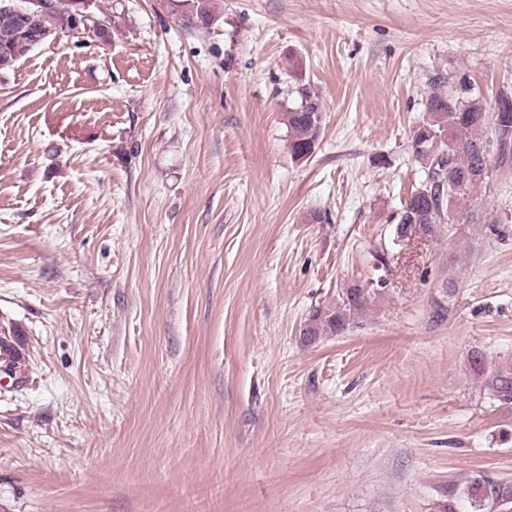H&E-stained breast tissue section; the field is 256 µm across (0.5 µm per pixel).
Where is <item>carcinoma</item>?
I'll list each match as a JSON object with an SVG mask.
<instances>
[{"mask_svg":"<svg viewBox=\"0 0 512 512\" xmlns=\"http://www.w3.org/2000/svg\"><path fill=\"white\" fill-rule=\"evenodd\" d=\"M178 17L187 22H216L211 0H170ZM35 17H23L0 0V55L19 61L30 51L38 30ZM298 100L283 113L291 156L306 161L313 156L323 123L319 97L308 88L297 90ZM425 115L413 131L412 147L421 164L420 187L402 206L394 228L398 242L418 228L429 238L452 224H491L493 220L467 205L471 193L482 184L492 166L512 165V111L492 115L470 90L463 92L444 81L431 84L422 102ZM377 295V289L354 285L333 307H316L301 336L312 343L323 336H339L353 327L355 318ZM473 373L483 378L488 399L512 404V372L489 371L483 353L470 354ZM465 497L470 512H512V480L479 474L465 488L453 482L444 489L439 512H456V500Z\"/></svg>","mask_w":512,"mask_h":512,"instance_id":"carcinoma-1","label":"carcinoma"}]
</instances>
